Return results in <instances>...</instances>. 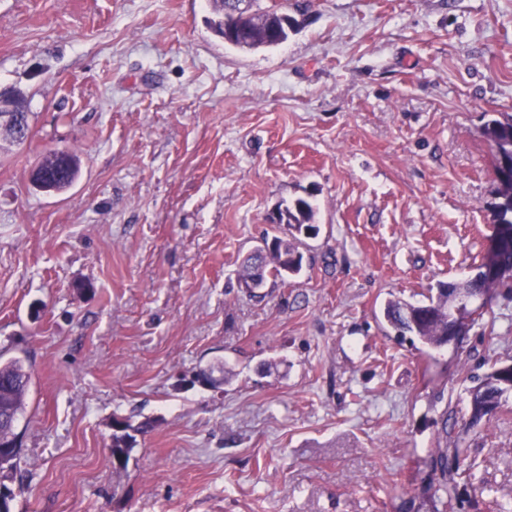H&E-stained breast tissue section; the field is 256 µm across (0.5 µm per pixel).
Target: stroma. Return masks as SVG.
Masks as SVG:
<instances>
[{
    "label": "stroma",
    "mask_w": 512,
    "mask_h": 512,
    "mask_svg": "<svg viewBox=\"0 0 512 512\" xmlns=\"http://www.w3.org/2000/svg\"><path fill=\"white\" fill-rule=\"evenodd\" d=\"M210 0H0V357L32 373L14 512H438L440 416L475 460L458 512L512 504V296L439 351L388 336L385 300L465 279L491 228L512 114V0H313L242 51ZM80 172L30 181L47 152ZM299 198L303 270L251 293L243 258ZM227 364L228 383L199 371ZM150 422L125 465L112 421ZM26 112V101L19 92L0 89V122L12 127L14 139L18 143L27 139L29 134ZM484 135L491 144L494 160L499 154H512V115L501 113V117L490 119L484 127ZM512 391V364L492 365L482 382L471 390L470 420H490L504 394Z\"/></svg>",
    "instance_id": "35a3bbf8"
}]
</instances>
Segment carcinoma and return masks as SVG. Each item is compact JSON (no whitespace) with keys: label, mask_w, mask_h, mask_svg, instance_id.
Instances as JSON below:
<instances>
[{"label":"carcinoma","mask_w":512,"mask_h":512,"mask_svg":"<svg viewBox=\"0 0 512 512\" xmlns=\"http://www.w3.org/2000/svg\"><path fill=\"white\" fill-rule=\"evenodd\" d=\"M215 18L210 20L214 28L224 27V19L234 7V0H212ZM291 20L288 14V0H282L276 10L270 7L255 9L250 19L255 30L271 32V40L288 39L289 28L285 21ZM484 135L490 142L493 156L512 154V115L503 114L490 119L484 127ZM78 176V167L72 166L65 171H57L53 178L55 187L64 191ZM494 201L487 205L492 224V235L512 239V186H497L493 192ZM285 232L274 235L271 240L274 248L263 255L260 264L246 257L239 272V282H265L271 274L282 280L301 273L303 256L299 252L300 236L307 238L318 234L319 227L314 224V210L309 201L298 198L285 209ZM498 265L504 274L494 278L482 272L483 264L475 266V272L468 279L458 283L440 282L434 291L424 300L410 303L401 300H389L384 306L383 315L388 324L396 331V338L411 334L423 346L440 349L448 343V325L456 326L460 331L468 328V323L449 320L453 309L461 305H475L473 311L479 316L488 313L487 306L492 299L504 292H512V248L498 255ZM31 383V372L25 359L13 357L0 359V416L9 417V424L0 427V437L11 438L13 448L10 456L0 461V470H15L21 458V443L12 426L18 424ZM512 391V364L492 365L482 382L471 390L470 420L478 422L483 418L491 419L500 406L504 394ZM474 461L467 459L465 450L459 445L448 447V420L436 436V448L431 459V481L434 494L440 499L443 512L454 508L459 500L461 480L473 477Z\"/></svg>","instance_id":"obj_1"}]
</instances>
